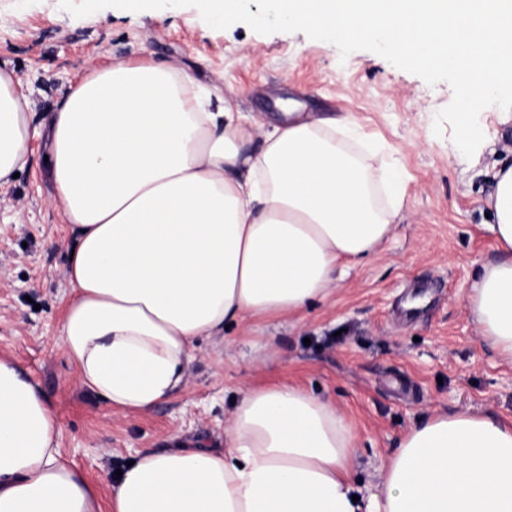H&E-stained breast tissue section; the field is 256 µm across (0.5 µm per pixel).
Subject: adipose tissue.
<instances>
[{
    "label": "adipose tissue",
    "mask_w": 512,
    "mask_h": 512,
    "mask_svg": "<svg viewBox=\"0 0 512 512\" xmlns=\"http://www.w3.org/2000/svg\"><path fill=\"white\" fill-rule=\"evenodd\" d=\"M32 139L30 98L0 68V186ZM48 166L75 239L62 345L80 386L122 414L179 393L199 341L216 349L227 328L330 300L403 217L397 167L355 117L269 124L152 63L92 65L52 115ZM485 204L499 257L466 301L512 362V165L493 166ZM59 433L41 387L0 356V512H512V421L467 411L411 427L364 485L335 402L289 382L246 387L223 448L143 453L106 504Z\"/></svg>",
    "instance_id": "ef3b65f1"
}]
</instances>
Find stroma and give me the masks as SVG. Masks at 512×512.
Segmentation results:
<instances>
[{
	"instance_id": "35a3bbf8",
	"label": "stroma",
	"mask_w": 512,
	"mask_h": 512,
	"mask_svg": "<svg viewBox=\"0 0 512 512\" xmlns=\"http://www.w3.org/2000/svg\"><path fill=\"white\" fill-rule=\"evenodd\" d=\"M172 65L268 120L276 99L305 112L355 116L399 166L405 218L370 263L314 304L302 323L260 321L231 332L223 358L201 347L183 391L140 415H121L85 391L59 341L71 295L70 231L50 207L45 162L50 120L90 63ZM0 68L15 71L34 103L29 165L0 188V356L38 383L59 418V448L99 483L149 450L224 445L240 388L284 381L335 401L358 435L359 478L382 466L401 436L431 412L469 410L512 420V363L482 340L465 301L496 259L484 203L493 164L511 152L466 158L451 127L433 131L453 99L371 51L341 57L304 33L263 35L243 23L208 26L193 7L138 13L106 8L76 18L58 0H0Z\"/></svg>"
}]
</instances>
